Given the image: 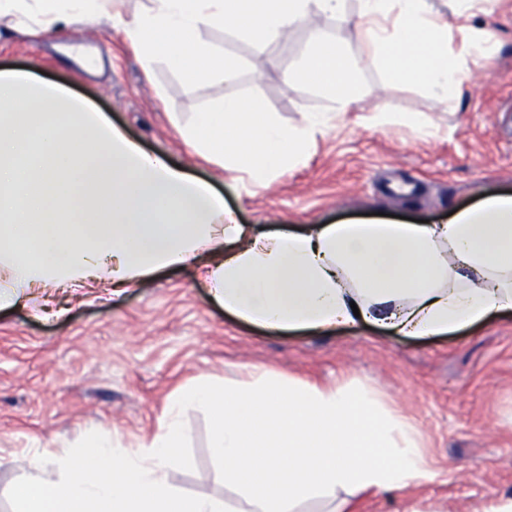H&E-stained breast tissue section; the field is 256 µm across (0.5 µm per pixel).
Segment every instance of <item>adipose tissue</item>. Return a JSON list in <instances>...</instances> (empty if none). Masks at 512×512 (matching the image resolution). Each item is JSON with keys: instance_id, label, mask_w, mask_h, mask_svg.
Segmentation results:
<instances>
[{"instance_id": "obj_1", "label": "adipose tissue", "mask_w": 512, "mask_h": 512, "mask_svg": "<svg viewBox=\"0 0 512 512\" xmlns=\"http://www.w3.org/2000/svg\"><path fill=\"white\" fill-rule=\"evenodd\" d=\"M121 2L0 0V35L52 36L96 16L123 30L145 64L160 59L189 83L219 76L231 86L237 64L215 66L201 31L234 27L277 40L312 23V48L294 76L315 77L332 111L289 125L228 95L179 129L194 153L260 185L304 164L355 100L360 62L331 47L320 25L342 16L344 0H150L132 17ZM448 2L446 16L429 0H360L363 60L440 97L456 94L466 73L448 55L449 24L472 56L484 54L487 34L472 30L457 0ZM198 260L225 311L271 331L364 321L402 335L450 334L512 310V196L487 198L444 224L257 230L237 223L208 184L143 151L65 88L0 69V309L28 288L91 280L124 288ZM191 407L213 417L211 446L225 486L242 498L238 508L219 496H181L167 482L182 460V416ZM33 457L62 479L17 485L18 512H298L313 500L348 512V492L405 489L430 476L417 430L373 389H325L261 371L203 380L174 396L158 433L138 449L96 440Z\"/></svg>"}]
</instances>
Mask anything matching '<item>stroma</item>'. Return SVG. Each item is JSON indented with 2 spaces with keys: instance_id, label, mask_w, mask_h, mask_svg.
Wrapping results in <instances>:
<instances>
[{
  "instance_id": "35a3bbf8",
  "label": "stroma",
  "mask_w": 512,
  "mask_h": 512,
  "mask_svg": "<svg viewBox=\"0 0 512 512\" xmlns=\"http://www.w3.org/2000/svg\"><path fill=\"white\" fill-rule=\"evenodd\" d=\"M348 21L329 20V40L350 58L364 53ZM470 24L495 35L489 57H471L460 94L448 100L415 81L391 80L379 65L356 75L349 112L305 164L259 185L193 154L177 126L220 104L228 91L260 102L295 124L332 102L310 81L288 75L311 47L309 26L287 40L258 42L213 28L203 40L234 58V89L222 78L187 84L161 61L144 65L123 32L92 21L67 40L103 48L105 69L78 73L40 34L0 40V69H17L85 98L149 152H160L211 183L239 223L300 230L310 224L373 221L378 213L447 223L450 214L495 195H512V0L493 15L471 11ZM426 114L429 135L397 122H372L374 110ZM199 263L165 268L113 293L89 282L78 291L36 289L0 311V512H15L13 488L29 475L54 485L60 473L35 466L37 448L60 453L100 437L129 448L159 430L176 393L202 379L250 370L285 374L323 388L362 384L408 416L432 476L406 489L359 490L350 512H483L512 496V311L446 336H404L362 323L321 334L271 332L226 313L199 285ZM182 463L169 485L186 497L216 495L230 507L211 448L213 420L183 416Z\"/></svg>"
}]
</instances>
